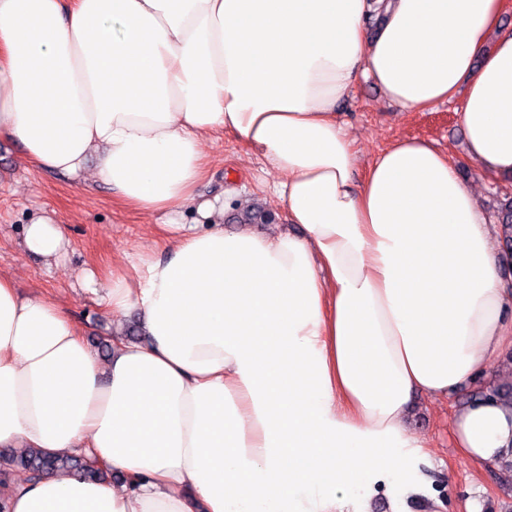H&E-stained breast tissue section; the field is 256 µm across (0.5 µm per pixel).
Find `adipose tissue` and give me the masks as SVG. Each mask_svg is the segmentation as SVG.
<instances>
[{
    "mask_svg": "<svg viewBox=\"0 0 512 512\" xmlns=\"http://www.w3.org/2000/svg\"><path fill=\"white\" fill-rule=\"evenodd\" d=\"M0 0V136L24 162L91 170L128 207L196 206L166 257L101 281L143 340L100 360L58 304L0 275V447L95 458L120 483L20 484L10 512H365L424 442L416 395L446 400L512 347L495 232L448 157L403 138L355 182L336 116L358 73L418 110L463 92L467 155L512 174V32L501 0ZM232 132L278 175L301 234L224 232L197 203L203 137ZM66 247L41 217L24 248ZM458 452L512 450V405L467 403Z\"/></svg>",
    "mask_w": 512,
    "mask_h": 512,
    "instance_id": "1",
    "label": "adipose tissue"
}]
</instances>
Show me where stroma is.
Masks as SVG:
<instances>
[{
  "label": "stroma",
  "instance_id": "obj_1",
  "mask_svg": "<svg viewBox=\"0 0 512 512\" xmlns=\"http://www.w3.org/2000/svg\"><path fill=\"white\" fill-rule=\"evenodd\" d=\"M462 104L458 95L428 110L406 111L389 102L372 78L357 75L336 105L339 118L356 140L355 180L363 179L368 165L389 145L417 138L454 157L461 180L474 188L485 216L493 217L499 201L512 196V180L488 177L467 158ZM201 149L205 173L197 192L223 209L225 231H241L237 215L253 203L270 211L274 221L252 224V231H293L272 190L276 177L268 173L262 157L227 132L204 139ZM40 217L61 224L68 240L59 262L50 266L22 247L24 226ZM196 220L190 208L174 215L129 209L91 177L75 180L24 163L21 145L0 138V274L12 275L22 295L45 297L62 306L87 342L109 338L119 332L121 323L82 288V272L129 265L151 253L164 234V225ZM458 404L455 398L436 402L424 395L416 397L410 425L425 440L429 455L420 463L412 485H377L368 512H512V473L489 468L456 451L451 418Z\"/></svg>",
  "mask_w": 512,
  "mask_h": 512
}]
</instances>
